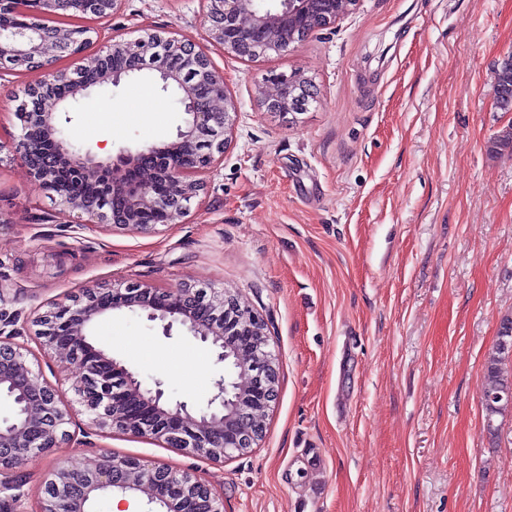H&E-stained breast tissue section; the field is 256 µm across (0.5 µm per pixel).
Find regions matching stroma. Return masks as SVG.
<instances>
[{"label": "stroma", "instance_id": "stroma-1", "mask_svg": "<svg viewBox=\"0 0 512 512\" xmlns=\"http://www.w3.org/2000/svg\"><path fill=\"white\" fill-rule=\"evenodd\" d=\"M78 22L207 46L237 103L233 139L179 222L73 225L11 148L13 97L37 76L0 71V307L42 312L121 281L230 288L267 323L279 394L262 442L221 463L115 432L30 457L25 512L50 469L101 453L192 470L224 512H512V412L492 437L482 403L512 315V147H491L512 122L494 105L512 0H356L256 60L208 44L201 0H123ZM280 72L312 82L302 111L262 106ZM111 94L69 102L73 145L105 157L175 138L183 115L158 82L135 75ZM95 333L171 402L205 405L224 373L178 325L117 313Z\"/></svg>", "mask_w": 512, "mask_h": 512}]
</instances>
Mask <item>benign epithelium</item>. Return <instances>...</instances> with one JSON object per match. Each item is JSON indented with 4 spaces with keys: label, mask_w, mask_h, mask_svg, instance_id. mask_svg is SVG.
<instances>
[{
    "label": "benign epithelium",
    "mask_w": 512,
    "mask_h": 512,
    "mask_svg": "<svg viewBox=\"0 0 512 512\" xmlns=\"http://www.w3.org/2000/svg\"><path fill=\"white\" fill-rule=\"evenodd\" d=\"M356 0H344L336 9L334 0H279L269 7L264 0H204L208 38L224 51L239 58L254 59L270 51H285L309 34L289 29L288 21L315 15L316 28L324 29L343 17ZM48 12L33 15L22 30H0V64L10 70L42 74L24 90L14 114L21 124L18 147L24 163L58 198L62 210H80L92 226H106L137 232H151L157 225L146 221L149 213L164 215L163 224H175L187 210V203L205 189L200 176L212 172L224 149L232 141V114L237 104L228 93L224 74L211 64L207 53L192 43L153 30L136 39L112 38L101 42L102 56L96 70L99 86L120 85V74L104 67L116 52L137 61L136 71L159 75L161 89H175L184 114L175 139L132 152L122 149L106 158L75 148L59 121L58 101L53 88L67 86L71 99L85 95L80 82L85 68L57 70L53 64L62 57H77L80 51L68 33L45 22ZM178 49L185 55L182 70H168L157 62L156 48ZM275 92L263 98L268 112H298L314 96L312 86L297 74L277 73L269 77ZM210 89L201 104L198 87ZM39 98L37 112L30 101ZM115 311L146 315L160 321L165 335L174 324L209 344L216 361L224 364V375L215 382V393L206 406L192 414L185 402L163 401L162 381L149 385L123 361L109 355L101 336H93L98 321ZM256 327L266 334V323L251 308L240 304L228 288L202 287L182 282L160 288L132 282L123 288H88L79 295L66 293L49 308L29 318L0 309V395L9 398L15 412L0 422V494L17 490L23 482L20 469L31 455L54 452L75 439L68 426L78 412L88 417L79 430L83 443L105 429L144 439L161 440L186 453L222 462L243 454L263 436L255 421L257 409H269L278 398V360L268 349V340L243 363L250 341L230 353L224 337L240 327ZM29 336L42 348L62 355V362L76 365L80 375L71 382L75 403L62 398V391L33 368L30 351L14 342ZM176 492L168 499L159 496V485ZM121 493H143L162 512H224V500L206 481L190 471L164 464L102 453L92 466L76 472L56 466L41 484L35 512H90L99 497Z\"/></svg>",
    "instance_id": "7a95c632"
}]
</instances>
